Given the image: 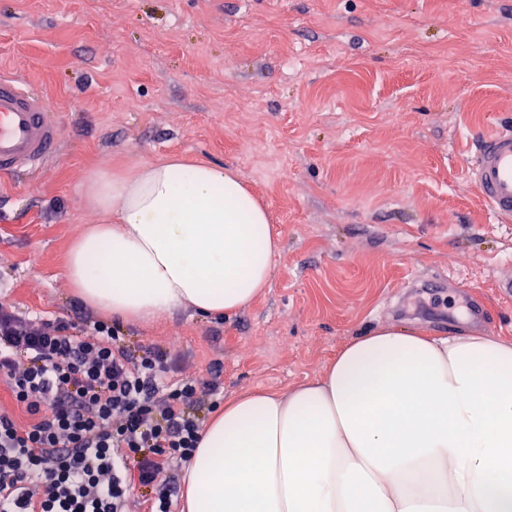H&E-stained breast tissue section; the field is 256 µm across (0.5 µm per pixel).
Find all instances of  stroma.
Segmentation results:
<instances>
[{"label": "stroma", "instance_id": "obj_1", "mask_svg": "<svg viewBox=\"0 0 512 512\" xmlns=\"http://www.w3.org/2000/svg\"><path fill=\"white\" fill-rule=\"evenodd\" d=\"M0 72L63 125L42 174L0 180V306L99 319L63 274L99 221L82 187L177 153L235 170L281 246L251 306L119 323L130 346L220 364L229 396L287 392L379 323L469 329V293L512 336V221L468 175L512 125V0H0Z\"/></svg>", "mask_w": 512, "mask_h": 512}]
</instances>
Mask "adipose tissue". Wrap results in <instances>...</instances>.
<instances>
[{"label":"adipose tissue","instance_id":"adipose-tissue-1","mask_svg":"<svg viewBox=\"0 0 512 512\" xmlns=\"http://www.w3.org/2000/svg\"><path fill=\"white\" fill-rule=\"evenodd\" d=\"M83 202L101 221L65 275L95 310L228 318L269 286L280 238L232 169L166 156L90 175ZM181 512H512V336L379 325L288 393L228 398Z\"/></svg>","mask_w":512,"mask_h":512}]
</instances>
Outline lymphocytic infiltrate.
I'll return each mask as SVG.
<instances>
[{"label":"lymphocytic infiltrate","instance_id":"1","mask_svg":"<svg viewBox=\"0 0 512 512\" xmlns=\"http://www.w3.org/2000/svg\"><path fill=\"white\" fill-rule=\"evenodd\" d=\"M0 512H172L179 470L220 404L216 379L181 377L170 352L130 349L102 320L75 327L0 308Z\"/></svg>","mask_w":512,"mask_h":512}]
</instances>
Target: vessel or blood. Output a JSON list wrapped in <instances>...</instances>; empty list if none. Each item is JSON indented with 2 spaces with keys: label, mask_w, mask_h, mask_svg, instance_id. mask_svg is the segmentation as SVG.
Returning <instances> with one entry per match:
<instances>
[{
  "label": "vessel or blood",
  "mask_w": 512,
  "mask_h": 512,
  "mask_svg": "<svg viewBox=\"0 0 512 512\" xmlns=\"http://www.w3.org/2000/svg\"><path fill=\"white\" fill-rule=\"evenodd\" d=\"M62 129L41 94L12 76H0V177L43 170L56 158ZM471 180L492 212L512 219V128L478 140L469 166Z\"/></svg>",
  "instance_id": "obj_1"
}]
</instances>
